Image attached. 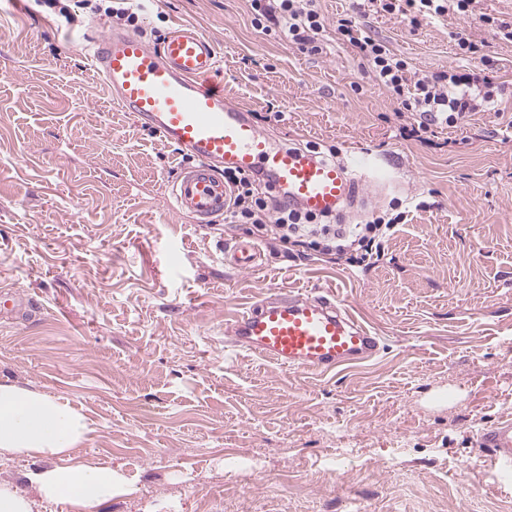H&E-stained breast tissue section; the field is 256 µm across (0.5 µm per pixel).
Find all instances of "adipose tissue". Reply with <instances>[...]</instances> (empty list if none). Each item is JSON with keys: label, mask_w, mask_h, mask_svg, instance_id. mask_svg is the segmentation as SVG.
Instances as JSON below:
<instances>
[{"label": "adipose tissue", "mask_w": 512, "mask_h": 512, "mask_svg": "<svg viewBox=\"0 0 512 512\" xmlns=\"http://www.w3.org/2000/svg\"><path fill=\"white\" fill-rule=\"evenodd\" d=\"M92 433L85 418L52 397L0 381V456L57 457L78 447ZM39 495L78 507L111 500L120 487L117 474L102 467H53L28 473Z\"/></svg>", "instance_id": "obj_1"}]
</instances>
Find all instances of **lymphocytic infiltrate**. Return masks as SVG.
<instances>
[{"mask_svg":"<svg viewBox=\"0 0 512 512\" xmlns=\"http://www.w3.org/2000/svg\"><path fill=\"white\" fill-rule=\"evenodd\" d=\"M366 2L379 11L401 12L415 23L424 17L442 18L451 12H468L474 0ZM251 8L252 25L257 31L310 53L322 51L324 24L318 0H251ZM336 35L357 48L362 65L369 70L373 81L399 101L402 111L411 114L413 137L420 139L433 128L454 127L473 114L499 109L500 88L489 75L453 68L429 76L410 74L405 60L385 44L362 35L349 16L338 20ZM224 183L229 191L225 223L252 225L257 239L262 241L276 240L297 246L307 238L315 251L340 257L350 254L356 261L364 262L381 254L396 232L397 218L376 216L358 225L353 244L343 245L337 243L334 233L313 229L312 215L279 204L252 176L228 170L224 173Z\"/></svg>","mask_w":512,"mask_h":512,"instance_id":"f902f5d3","label":"lymphocytic infiltrate"}]
</instances>
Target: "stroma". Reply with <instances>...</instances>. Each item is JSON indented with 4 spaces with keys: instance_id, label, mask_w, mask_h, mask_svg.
Instances as JSON below:
<instances>
[{
    "instance_id": "obj_1",
    "label": "stroma",
    "mask_w": 512,
    "mask_h": 512,
    "mask_svg": "<svg viewBox=\"0 0 512 512\" xmlns=\"http://www.w3.org/2000/svg\"><path fill=\"white\" fill-rule=\"evenodd\" d=\"M66 3L78 26L0 0V292L28 301L0 309V381L60 398L93 434L52 459L1 456L0 481L111 468L121 490L92 512H512V475L481 440L512 419V42L481 17L512 23V0L416 25L320 0L319 54L255 31L250 0H147L142 40L196 26L225 94L273 140L378 157L386 183L358 184L337 227L404 216L364 264L269 241L250 271L224 249L251 225L178 211L170 186L193 159L91 65L90 38L130 26ZM347 14L417 75L490 69L503 116L410 139V115L337 40ZM281 289L343 296L380 353L316 376L225 351V322ZM245 457L262 474L240 471Z\"/></svg>"
}]
</instances>
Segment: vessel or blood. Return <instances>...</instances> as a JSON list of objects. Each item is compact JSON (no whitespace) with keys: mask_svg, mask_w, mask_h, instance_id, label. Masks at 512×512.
I'll return each mask as SVG.
<instances>
[{"mask_svg":"<svg viewBox=\"0 0 512 512\" xmlns=\"http://www.w3.org/2000/svg\"><path fill=\"white\" fill-rule=\"evenodd\" d=\"M90 61L125 111L194 158L171 195L176 208L197 223L223 213L227 169L262 177L280 201L313 214L339 212L357 179L384 178L377 162L364 155L337 164L273 143L248 109L215 82V50L193 25H178L156 48L132 34L106 35L95 41ZM225 332L232 350L320 375L368 361L381 347L380 337L340 300L313 292L261 298L227 322ZM482 444L504 472L512 471V420L485 431Z\"/></svg>","mask_w":512,"mask_h":512,"instance_id":"obj_1","label":"vessel or blood"}]
</instances>
